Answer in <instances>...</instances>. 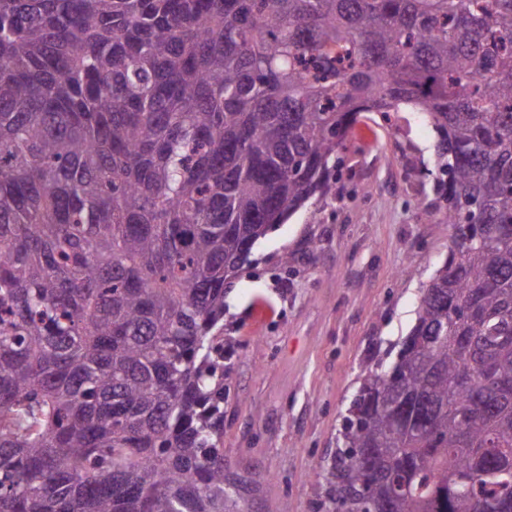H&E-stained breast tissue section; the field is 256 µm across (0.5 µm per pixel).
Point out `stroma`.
<instances>
[{"instance_id": "stroma-1", "label": "stroma", "mask_w": 512, "mask_h": 512, "mask_svg": "<svg viewBox=\"0 0 512 512\" xmlns=\"http://www.w3.org/2000/svg\"><path fill=\"white\" fill-rule=\"evenodd\" d=\"M364 123L369 140L349 138L335 196L269 233L226 285L224 462L252 512H316L313 484L363 368L406 336L448 255V227L429 216L431 128L408 110ZM259 305L267 321L254 336Z\"/></svg>"}]
</instances>
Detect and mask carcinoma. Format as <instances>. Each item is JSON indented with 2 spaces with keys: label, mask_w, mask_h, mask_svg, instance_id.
I'll use <instances>...</instances> for the list:
<instances>
[{
  "label": "carcinoma",
  "mask_w": 512,
  "mask_h": 512,
  "mask_svg": "<svg viewBox=\"0 0 512 512\" xmlns=\"http://www.w3.org/2000/svg\"><path fill=\"white\" fill-rule=\"evenodd\" d=\"M405 107L448 257L315 496L512 512V0H0V512H246L224 285Z\"/></svg>",
  "instance_id": "obj_1"
}]
</instances>
